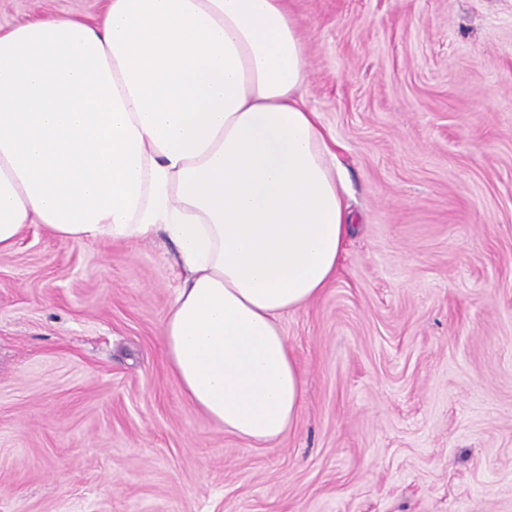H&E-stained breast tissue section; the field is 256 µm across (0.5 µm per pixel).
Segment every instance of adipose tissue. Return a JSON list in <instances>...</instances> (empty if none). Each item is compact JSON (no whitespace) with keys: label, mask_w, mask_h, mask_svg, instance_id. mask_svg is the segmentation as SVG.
I'll use <instances>...</instances> for the list:
<instances>
[{"label":"adipose tissue","mask_w":512,"mask_h":512,"mask_svg":"<svg viewBox=\"0 0 512 512\" xmlns=\"http://www.w3.org/2000/svg\"><path fill=\"white\" fill-rule=\"evenodd\" d=\"M288 0H107L0 30V253L163 233L185 278L162 329L182 392L256 444L304 381L281 318L336 276L353 226L304 101Z\"/></svg>","instance_id":"1"}]
</instances>
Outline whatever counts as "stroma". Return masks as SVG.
<instances>
[{
	"label": "stroma",
	"mask_w": 512,
	"mask_h": 512,
	"mask_svg": "<svg viewBox=\"0 0 512 512\" xmlns=\"http://www.w3.org/2000/svg\"><path fill=\"white\" fill-rule=\"evenodd\" d=\"M354 230L281 326L304 376L256 445L182 392L175 248L0 254V512H512V0H290ZM103 0H0V28Z\"/></svg>",
	"instance_id": "obj_1"
}]
</instances>
